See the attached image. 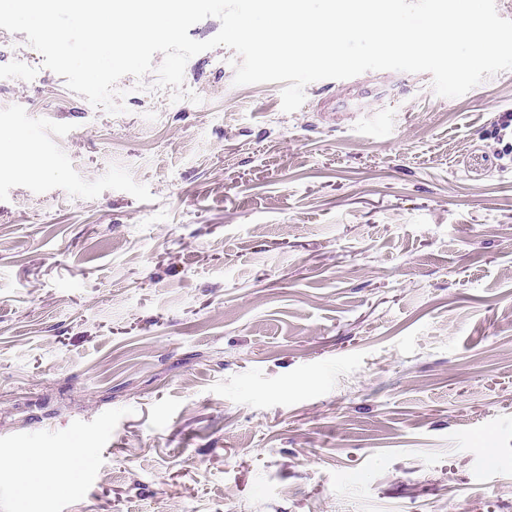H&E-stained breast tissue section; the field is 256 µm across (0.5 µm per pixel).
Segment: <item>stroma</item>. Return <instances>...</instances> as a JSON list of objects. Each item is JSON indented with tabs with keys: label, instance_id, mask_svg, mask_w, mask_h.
<instances>
[{
	"label": "stroma",
	"instance_id": "obj_1",
	"mask_svg": "<svg viewBox=\"0 0 512 512\" xmlns=\"http://www.w3.org/2000/svg\"><path fill=\"white\" fill-rule=\"evenodd\" d=\"M234 58L112 114L0 28V512H512V70ZM356 95L352 96V102H348L345 99H321L320 108L321 110L331 112L330 115L335 116V112H355L356 109H360V99L366 97L372 93V90L367 88L355 89Z\"/></svg>",
	"mask_w": 512,
	"mask_h": 512
}]
</instances>
